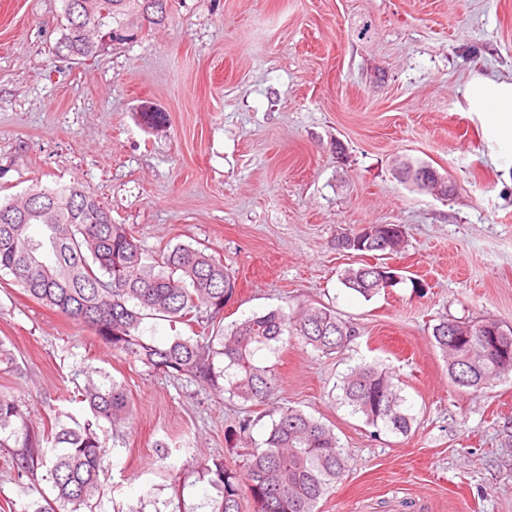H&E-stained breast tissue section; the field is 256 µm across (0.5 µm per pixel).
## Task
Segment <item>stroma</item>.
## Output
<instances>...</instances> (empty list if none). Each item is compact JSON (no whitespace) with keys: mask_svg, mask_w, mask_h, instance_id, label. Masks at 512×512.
Masks as SVG:
<instances>
[{"mask_svg":"<svg viewBox=\"0 0 512 512\" xmlns=\"http://www.w3.org/2000/svg\"><path fill=\"white\" fill-rule=\"evenodd\" d=\"M64 25L62 0H0V194L79 184L146 258L208 247L236 277L225 322L321 303L357 331L328 358L295 339L258 352L279 383L253 407L112 352L0 276L16 360L0 390L34 430L91 419L74 399L87 368L130 394V416L101 435L91 512H198L219 496L199 463L244 471L225 431L249 415L262 439L283 406L348 451L319 512H512V374L458 387L431 336L445 318L512 325V159L493 157L470 102L475 75L512 79V0H172L139 43L76 61L55 54ZM145 106L165 123L146 128ZM406 158L446 175L451 196L402 182ZM362 224L407 233L390 260L401 283L368 301L340 282L358 256L336 248ZM362 363L396 375L410 434L374 432L342 404ZM32 483L20 496L0 448V506L52 496L46 469Z\"/></svg>","mask_w":512,"mask_h":512,"instance_id":"stroma-1","label":"stroma"}]
</instances>
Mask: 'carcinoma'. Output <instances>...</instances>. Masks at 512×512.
<instances>
[{
    "mask_svg": "<svg viewBox=\"0 0 512 512\" xmlns=\"http://www.w3.org/2000/svg\"><path fill=\"white\" fill-rule=\"evenodd\" d=\"M65 33L56 54L69 59L96 56L116 45L138 42L146 31L169 19L168 0H63ZM45 236L29 234L32 225ZM336 249L376 254L377 247L351 229L337 238ZM0 272L42 304L89 326L112 350L178 379L263 406L278 385L268 366L256 363L262 350L276 352L290 338L331 355L341 351L355 330L334 309L309 304L288 313L281 308L223 325L224 305L235 290V277L224 262L204 249L177 245L151 263L123 224L112 223L110 210L78 185H35L21 197L0 200ZM342 285L369 301L386 281L361 264L344 269ZM147 319L185 323L193 335L176 334L157 344L146 340ZM450 319L433 326L432 336L447 362L452 382L479 390L495 376L512 372V325L502 326L501 353L484 340L485 320L468 321L470 334L448 335ZM222 358L224 366L215 364ZM345 404L365 423L395 434L411 431L414 417L404 408L401 387L389 370L361 364L340 384ZM81 401L93 419L71 427L55 419L43 434L27 424V410L9 392L0 391V448L16 447L11 464L22 492L23 478L47 468L54 499L32 501L23 512H80L100 494L98 474L103 442L100 422L126 418L131 401L115 380L87 379ZM254 420L242 419L228 440L246 443L244 475L222 465L200 466L202 476L220 492L210 512H240L249 495L257 512H318V504L341 479L348 454L333 429L300 409L283 407L271 419L265 438L251 436ZM52 444L47 455L44 444Z\"/></svg>",
    "mask_w": 512,
    "mask_h": 512,
    "instance_id": "1",
    "label": "carcinoma"
}]
</instances>
